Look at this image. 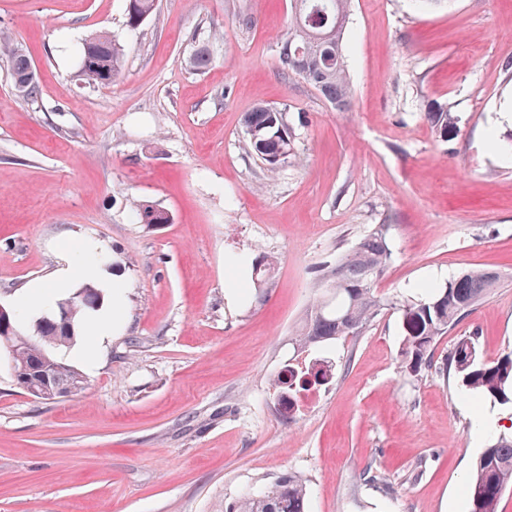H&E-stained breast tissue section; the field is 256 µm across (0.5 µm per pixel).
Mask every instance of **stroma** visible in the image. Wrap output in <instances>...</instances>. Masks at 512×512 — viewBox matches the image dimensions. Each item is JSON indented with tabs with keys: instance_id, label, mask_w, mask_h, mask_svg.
Listing matches in <instances>:
<instances>
[{
	"instance_id": "1",
	"label": "stroma",
	"mask_w": 512,
	"mask_h": 512,
	"mask_svg": "<svg viewBox=\"0 0 512 512\" xmlns=\"http://www.w3.org/2000/svg\"><path fill=\"white\" fill-rule=\"evenodd\" d=\"M291 20V0H158L134 29L124 0H0V39L39 86L23 96L0 57V305L70 245H97L130 284L105 348L84 335L62 353L79 395L33 399L0 356V512H226L288 474L306 512H468L465 479L512 432V406L438 363L473 331L484 359L512 351V160L496 149L512 139V0H351L344 112L281 70ZM197 27L218 34L202 73L185 65ZM99 31L125 54L109 86L77 74ZM433 103L459 120L448 141L424 117ZM268 104L300 158L273 172L242 128ZM139 199L169 223H138ZM380 224L382 297L499 279L419 375L399 310L333 342L335 379L284 421L271 379L305 358L293 335L327 297L319 271ZM238 255L274 268L232 303ZM474 409L500 425L476 431Z\"/></svg>"
}]
</instances>
